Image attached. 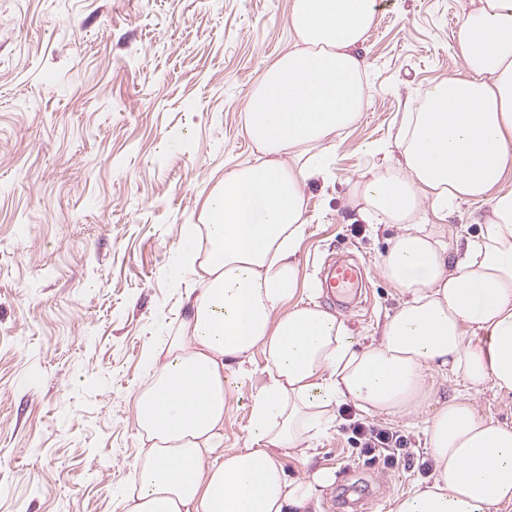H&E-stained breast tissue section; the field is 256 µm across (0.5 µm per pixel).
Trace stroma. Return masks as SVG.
Returning <instances> with one entry per match:
<instances>
[{"mask_svg": "<svg viewBox=\"0 0 512 512\" xmlns=\"http://www.w3.org/2000/svg\"><path fill=\"white\" fill-rule=\"evenodd\" d=\"M289 0H0V512H121L142 440L135 399L146 351L174 335L182 286L175 248L225 172L258 152L243 127L250 88L294 43ZM471 0H377L357 49L372 96L336 139L332 179L306 188L301 273L313 297L368 343L400 295L378 269L392 229L349 203L404 112L460 69L454 42ZM487 203L445 217L451 244L479 231ZM362 268L354 301L321 283L334 259ZM422 408L392 420L407 446L395 467L369 464L337 416L289 476L334 481L317 512H342L343 489L369 486L362 512L427 481Z\"/></svg>", "mask_w": 512, "mask_h": 512, "instance_id": "stroma-1", "label": "stroma"}]
</instances>
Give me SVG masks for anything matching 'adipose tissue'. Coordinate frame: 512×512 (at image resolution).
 Instances as JSON below:
<instances>
[{
	"label": "adipose tissue",
	"instance_id": "adipose-tissue-1",
	"mask_svg": "<svg viewBox=\"0 0 512 512\" xmlns=\"http://www.w3.org/2000/svg\"><path fill=\"white\" fill-rule=\"evenodd\" d=\"M376 0H289L292 49L250 90L243 124L259 152L225 174L204 228L177 251L189 315L151 352L136 400L147 446L122 512H314L331 474L289 477L282 451L305 454L353 404L404 417L432 395V376L512 394V0H479L455 36L462 69L405 113L399 157L354 182L360 219L391 225L380 258L401 300L367 345L346 320L298 298L306 187L329 177L338 135L365 112L367 64L356 52ZM488 201L465 248L423 222L426 210ZM261 350V376L244 364ZM249 390L247 447L222 452L232 393ZM469 394L427 421L434 477L392 496L389 512H500L512 504V426Z\"/></svg>",
	"mask_w": 512,
	"mask_h": 512
}]
</instances>
